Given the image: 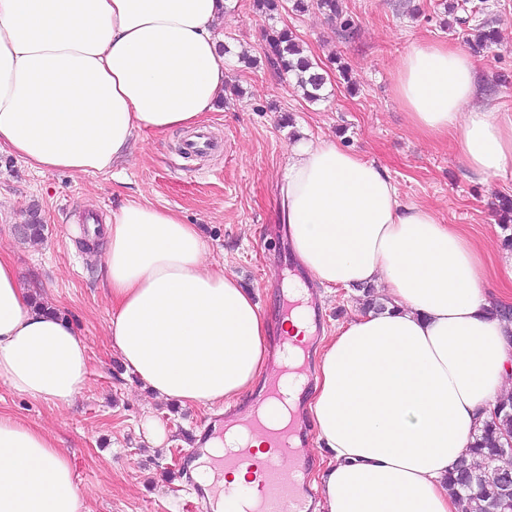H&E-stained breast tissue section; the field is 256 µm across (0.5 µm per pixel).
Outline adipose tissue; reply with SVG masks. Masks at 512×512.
I'll return each mask as SVG.
<instances>
[{"label": "adipose tissue", "mask_w": 512, "mask_h": 512, "mask_svg": "<svg viewBox=\"0 0 512 512\" xmlns=\"http://www.w3.org/2000/svg\"><path fill=\"white\" fill-rule=\"evenodd\" d=\"M228 0H0V152L40 172L94 174L136 132L200 127L225 93L217 27ZM465 52L418 42L395 95L428 137L453 135L485 177L512 165V117L473 107ZM293 255L321 286L383 288L388 306L320 338L314 387L300 350L269 348L253 293L209 260L196 225L130 200L101 234L108 336L158 397L232 408L270 364L288 367L273 419L310 421L331 458L316 512H459L451 473L512 382V327L491 314L479 248L426 206L403 204L385 170L332 140L299 138L280 187ZM87 349L33 305L0 255V384L67 404ZM0 512H90L68 455L39 425L0 413Z\"/></svg>", "instance_id": "adipose-tissue-1"}]
</instances>
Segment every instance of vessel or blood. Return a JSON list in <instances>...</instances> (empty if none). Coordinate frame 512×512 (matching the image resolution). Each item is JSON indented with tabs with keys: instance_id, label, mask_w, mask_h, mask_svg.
<instances>
[{
	"instance_id": "b4317fda",
	"label": "vessel or blood",
	"mask_w": 512,
	"mask_h": 512,
	"mask_svg": "<svg viewBox=\"0 0 512 512\" xmlns=\"http://www.w3.org/2000/svg\"><path fill=\"white\" fill-rule=\"evenodd\" d=\"M282 369H275L266 380L265 388L237 413L235 422L246 430L262 432L270 447L268 455L260 456L248 443L212 458L215 473L227 468L243 467L249 470L256 483V493L246 512H312L311 504L317 498L312 486L303 482L312 464L307 447L313 439L309 426H281L269 422L266 407L269 401L280 399ZM214 433L213 426H205L191 448L184 451V473H192L196 461L205 454ZM197 512H217V504L224 492L219 485L196 487Z\"/></svg>"
}]
</instances>
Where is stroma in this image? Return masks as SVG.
I'll use <instances>...</instances> for the list:
<instances>
[{
    "label": "stroma",
    "instance_id": "stroma-1",
    "mask_svg": "<svg viewBox=\"0 0 512 512\" xmlns=\"http://www.w3.org/2000/svg\"><path fill=\"white\" fill-rule=\"evenodd\" d=\"M458 3V16L492 20L500 41L479 50L469 27L446 28V0H343L354 21L349 33L315 10L271 20L255 12L252 0H233L219 31L227 83L241 94L207 116L215 151L189 156L181 151L187 132L140 131L126 161L83 176L38 174L0 153V252L40 304L71 321L90 357L86 384L71 404L37 403L1 385L0 412L57 437L92 512H191L179 458L196 426L214 412L154 398L110 345L112 305L96 253L87 247L89 224H105L127 200H148L197 225L210 260L251 290L274 321L288 277L290 246L278 201L288 148L300 136L333 140L384 169L404 204L433 208L474 241L483 253L488 297L512 304V250L504 245L512 223H502L499 211L501 199L512 198V167L499 176L474 175L459 143L424 137L394 91L397 65L414 43H447L477 66L474 106L493 105L512 116V0ZM272 24L293 31L327 70L320 101H307L294 78L268 65L263 33ZM340 62L348 79L336 71ZM33 206L45 225L37 243L15 230ZM301 280L326 333L363 308L361 291L325 288L306 274ZM149 417L167 430L164 443L144 440L140 427Z\"/></svg>",
    "mask_w": 512,
    "mask_h": 512
}]
</instances>
